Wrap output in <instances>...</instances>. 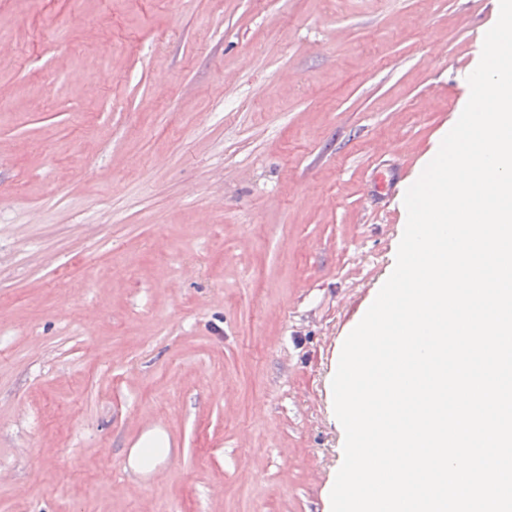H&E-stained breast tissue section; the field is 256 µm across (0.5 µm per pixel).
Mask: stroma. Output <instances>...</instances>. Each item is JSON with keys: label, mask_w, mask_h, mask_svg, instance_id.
Returning <instances> with one entry per match:
<instances>
[{"label": "stroma", "mask_w": 512, "mask_h": 512, "mask_svg": "<svg viewBox=\"0 0 512 512\" xmlns=\"http://www.w3.org/2000/svg\"><path fill=\"white\" fill-rule=\"evenodd\" d=\"M496 9L0 0V512H325L328 376ZM168 440L164 432L150 430L144 433L137 442L131 465L138 471L155 468L165 457Z\"/></svg>", "instance_id": "1"}]
</instances>
